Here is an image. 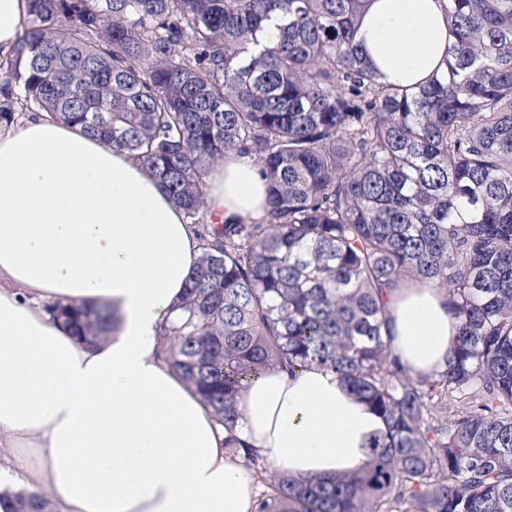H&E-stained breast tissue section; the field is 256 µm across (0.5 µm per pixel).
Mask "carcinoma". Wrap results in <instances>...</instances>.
Segmentation results:
<instances>
[{"instance_id": "cac0c4a2", "label": "carcinoma", "mask_w": 512, "mask_h": 512, "mask_svg": "<svg viewBox=\"0 0 512 512\" xmlns=\"http://www.w3.org/2000/svg\"><path fill=\"white\" fill-rule=\"evenodd\" d=\"M27 2L0 125L43 112L102 139L198 227L161 351L253 466L254 512H512V0H448L446 68L411 88L377 83L356 40L366 0ZM229 152L259 167L268 207L211 231L206 179ZM422 280L460 325L443 370L414 378L387 298ZM48 312L79 341L110 325L84 304ZM312 365L387 431L361 470L299 482L237 437L236 399ZM0 508L50 512L27 491Z\"/></svg>"}]
</instances>
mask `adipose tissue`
<instances>
[{
    "label": "adipose tissue",
    "instance_id": "adipose-tissue-1",
    "mask_svg": "<svg viewBox=\"0 0 512 512\" xmlns=\"http://www.w3.org/2000/svg\"><path fill=\"white\" fill-rule=\"evenodd\" d=\"M448 0H369L358 40L384 86L444 69ZM208 223L263 215L266 184L245 156L207 179ZM194 225L127 154L31 117L0 133V452L53 512H250L255 472L162 358L161 332L198 267ZM113 312L114 332L78 343L41 308ZM392 348L412 376L443 367L459 322L441 291L391 294ZM240 437L298 480L361 468L384 419L318 366L274 369L238 397Z\"/></svg>",
    "mask_w": 512,
    "mask_h": 512
}]
</instances>
